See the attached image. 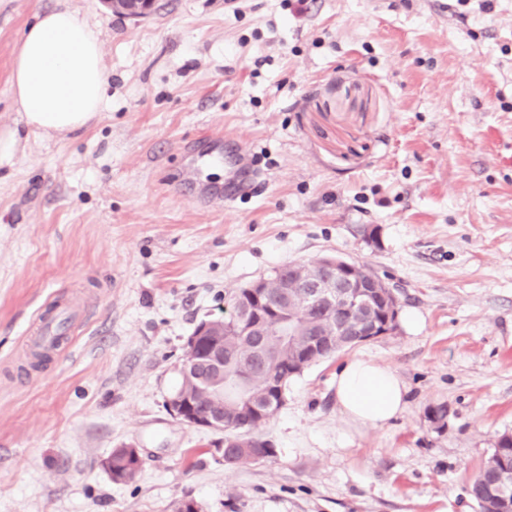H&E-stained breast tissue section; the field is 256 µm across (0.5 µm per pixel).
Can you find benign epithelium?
Masks as SVG:
<instances>
[{
	"label": "benign epithelium",
	"mask_w": 512,
	"mask_h": 512,
	"mask_svg": "<svg viewBox=\"0 0 512 512\" xmlns=\"http://www.w3.org/2000/svg\"><path fill=\"white\" fill-rule=\"evenodd\" d=\"M112 12L133 18L145 17L151 13L154 0H103ZM269 280L259 279L244 287L245 294L253 308L242 312L239 303H234L230 316L224 320L214 319L200 323L187 340L188 351L182 368L201 380L213 372L224 370V348L219 344L209 346L200 355L197 340L216 324H225L245 336H264L268 316L262 309ZM301 301H308L325 307L329 314V326H318L312 338L300 349L303 359L316 357L332 351L336 342L335 327H349L353 312L359 308L371 311V316L362 326L352 330V342L360 344L390 336L398 328L399 298L397 287L374 272L364 271V266L339 258H325L320 261L318 272L308 279L305 291L299 295ZM170 414L183 424L209 429H224V412L216 411L201 415L194 411L192 404L183 395L174 393L167 400ZM277 412L276 406L263 409L247 403L244 414L248 421L259 427L269 421ZM512 455L502 458L500 466L492 473L483 504L491 512H512Z\"/></svg>",
	"instance_id": "1"
}]
</instances>
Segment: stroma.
Returning a JSON list of instances; mask_svg holds the SVG:
<instances>
[{"instance_id":"stroma-1","label":"stroma","mask_w":512,"mask_h":512,"mask_svg":"<svg viewBox=\"0 0 512 512\" xmlns=\"http://www.w3.org/2000/svg\"><path fill=\"white\" fill-rule=\"evenodd\" d=\"M101 33L109 108L0 167V512H478L468 489L512 433V0H0V126L36 11ZM252 193L198 210L233 169ZM335 256L398 285L415 329L292 378L262 434L276 455L224 467V433L166 402L186 341L291 261ZM79 326L32 368L37 319ZM392 369L408 407L343 441L333 381ZM445 406L444 427L427 417ZM143 466L117 484L112 449ZM113 13L133 18L145 17L151 13L154 0H103ZM224 163H231L234 167V176L224 188L225 202H232L236 196L250 189L254 183L255 174L245 157L238 152L234 157L224 156Z\"/></svg>"}]
</instances>
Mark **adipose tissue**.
<instances>
[{"instance_id":"obj_1","label":"adipose tissue","mask_w":512,"mask_h":512,"mask_svg":"<svg viewBox=\"0 0 512 512\" xmlns=\"http://www.w3.org/2000/svg\"><path fill=\"white\" fill-rule=\"evenodd\" d=\"M10 92L17 118L0 129V165L29 136L62 140L99 119L108 103L99 31L68 9L35 12L16 45ZM335 383L347 431L386 426L407 407L405 384L373 360H348Z\"/></svg>"}]
</instances>
